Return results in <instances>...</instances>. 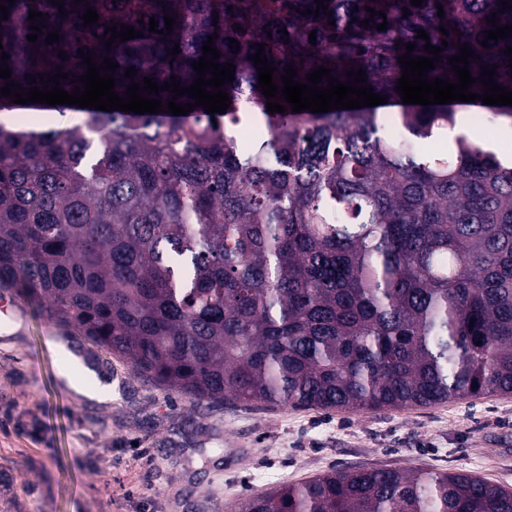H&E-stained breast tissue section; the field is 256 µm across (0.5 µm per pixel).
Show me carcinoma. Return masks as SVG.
I'll return each instance as SVG.
<instances>
[{
  "instance_id": "obj_1",
  "label": "carcinoma",
  "mask_w": 512,
  "mask_h": 512,
  "mask_svg": "<svg viewBox=\"0 0 512 512\" xmlns=\"http://www.w3.org/2000/svg\"><path fill=\"white\" fill-rule=\"evenodd\" d=\"M61 2L63 17L51 0L7 7L0 66L14 82L58 66L81 76L83 48L119 64L120 94L130 67L137 82L175 75L186 88L215 33L217 62L234 65L231 104L187 121L86 108L65 129L0 124V285L197 404L363 413L512 394V160L456 129L453 102L403 104L394 136L375 106L271 115L252 61L263 43L277 77L290 62L301 82L320 66L342 83L363 69L373 93L402 104L397 57L408 42L430 57L423 29L434 46L448 41L427 78L456 79L448 57L460 42L481 57L470 91L481 93L488 64L512 91V38L481 45L491 13L512 24V9L325 0L333 16L316 18L300 14L314 0H88L99 20L84 28L88 4ZM31 9L45 14L35 42ZM166 13L172 33L149 32ZM114 22L144 36L107 48L99 37ZM241 512H512V489L464 472L358 468L282 482Z\"/></svg>"
}]
</instances>
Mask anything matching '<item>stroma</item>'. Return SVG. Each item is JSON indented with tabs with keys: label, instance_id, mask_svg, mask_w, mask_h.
<instances>
[{
	"label": "stroma",
	"instance_id": "stroma-1",
	"mask_svg": "<svg viewBox=\"0 0 512 512\" xmlns=\"http://www.w3.org/2000/svg\"><path fill=\"white\" fill-rule=\"evenodd\" d=\"M0 512H239L276 483L350 467L464 471L512 488V394L351 413L194 404L0 287ZM119 383L62 385L50 334Z\"/></svg>",
	"mask_w": 512,
	"mask_h": 512
}]
</instances>
